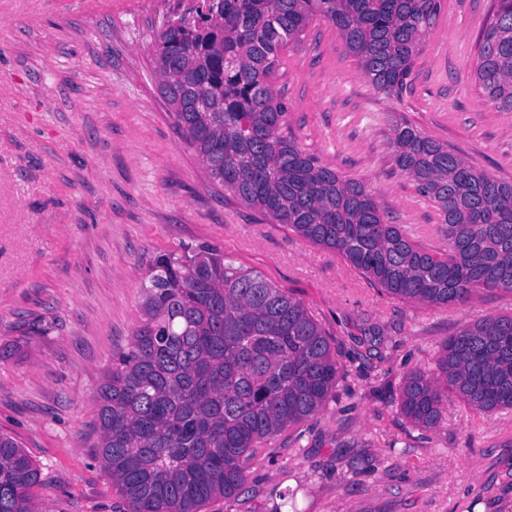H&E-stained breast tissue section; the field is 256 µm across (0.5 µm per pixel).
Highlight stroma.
<instances>
[{
  "label": "stroma",
  "instance_id": "1",
  "mask_svg": "<svg viewBox=\"0 0 512 512\" xmlns=\"http://www.w3.org/2000/svg\"><path fill=\"white\" fill-rule=\"evenodd\" d=\"M491 5L441 0L401 93L378 92L321 20L272 81L300 147L432 254L442 218L397 168L393 128L512 181V112L475 82ZM161 25L116 0H0V433L38 467L45 512H126L95 456L94 398L139 325L149 260L202 244L300 299L341 369L317 414L256 449L244 491L203 512H512V408L452 395L432 428L400 408L406 376L437 373L462 327L512 316V292L399 299L213 184L168 115Z\"/></svg>",
  "mask_w": 512,
  "mask_h": 512
}]
</instances>
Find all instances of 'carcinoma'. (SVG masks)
<instances>
[{
    "instance_id": "carcinoma-1",
    "label": "carcinoma",
    "mask_w": 512,
    "mask_h": 512,
    "mask_svg": "<svg viewBox=\"0 0 512 512\" xmlns=\"http://www.w3.org/2000/svg\"><path fill=\"white\" fill-rule=\"evenodd\" d=\"M440 0H220L199 26L167 21L156 72L174 124L212 179L308 242L339 252L388 293L458 305L478 288L512 292V182L485 173L402 120L395 163L441 212L434 256L391 224L365 185L286 134L273 88L282 55L314 18L333 26L385 95L407 84ZM476 80L512 112V0H496L477 43ZM142 320L95 397L96 456L128 512H202L247 481L254 449L331 398L340 368L304 305L202 245L148 264ZM441 376L416 371L401 409L436 425L448 394L484 412L512 408V316L448 337ZM38 469L0 434V512H42Z\"/></svg>"
}]
</instances>
